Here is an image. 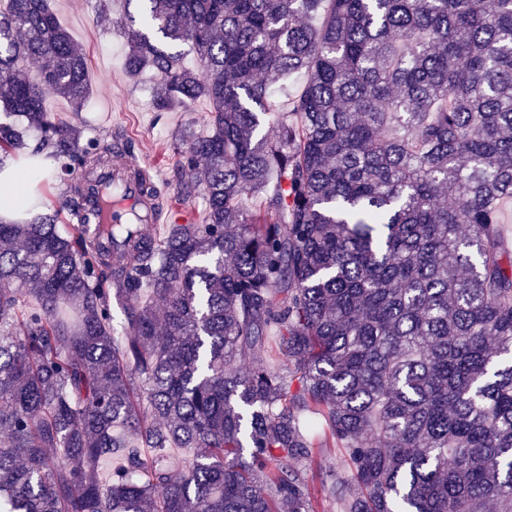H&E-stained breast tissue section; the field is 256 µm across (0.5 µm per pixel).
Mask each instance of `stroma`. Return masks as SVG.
<instances>
[{
	"label": "stroma",
	"instance_id": "35a3bbf8",
	"mask_svg": "<svg viewBox=\"0 0 512 512\" xmlns=\"http://www.w3.org/2000/svg\"><path fill=\"white\" fill-rule=\"evenodd\" d=\"M52 5L88 58L93 94L84 110V138L106 140L115 128L124 129L133 153L153 166L156 183L169 205L177 207L178 223H198L205 207L203 194L194 171L180 162L176 136L188 127L203 129L209 102L201 99L186 110L156 111L152 90L160 76L149 72L136 82L127 77L126 38L110 20L98 19L96 0H52Z\"/></svg>",
	"mask_w": 512,
	"mask_h": 512
}]
</instances>
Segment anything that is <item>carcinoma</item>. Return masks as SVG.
<instances>
[{
  "instance_id": "carcinoma-1",
  "label": "carcinoma",
  "mask_w": 512,
  "mask_h": 512,
  "mask_svg": "<svg viewBox=\"0 0 512 512\" xmlns=\"http://www.w3.org/2000/svg\"><path fill=\"white\" fill-rule=\"evenodd\" d=\"M134 1L203 217L0 224V512H512V0ZM51 95L85 55L0 0V160L105 164Z\"/></svg>"
}]
</instances>
